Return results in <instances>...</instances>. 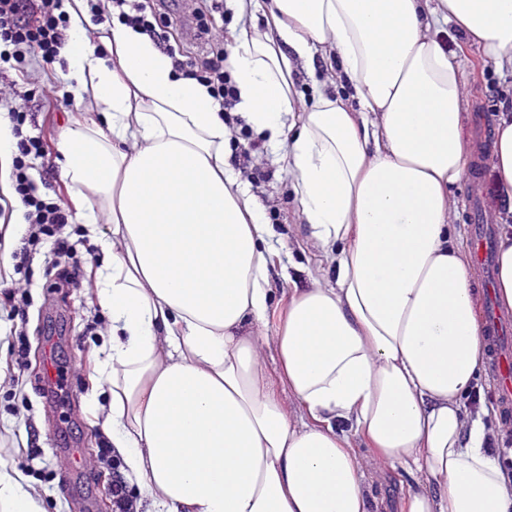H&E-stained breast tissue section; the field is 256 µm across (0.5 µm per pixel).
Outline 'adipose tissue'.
<instances>
[{
	"instance_id": "obj_1",
	"label": "adipose tissue",
	"mask_w": 512,
	"mask_h": 512,
	"mask_svg": "<svg viewBox=\"0 0 512 512\" xmlns=\"http://www.w3.org/2000/svg\"><path fill=\"white\" fill-rule=\"evenodd\" d=\"M76 103L64 128L75 206L109 215L96 298L112 319L102 426L153 512H380L367 469L426 481L399 512H512L466 402L488 369L473 263L452 225L472 151L453 26L512 70V0H268L230 53L237 111L280 157L335 283L294 289L272 335L271 228L226 159L228 114L139 31L102 55L85 0H63ZM333 58L356 107H296L294 65ZM496 195L512 201V109L494 117ZM492 292L512 312V224ZM279 367L269 374L264 349ZM0 512H43L0 462Z\"/></svg>"
}]
</instances>
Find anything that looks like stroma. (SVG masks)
Masks as SVG:
<instances>
[{
  "label": "stroma",
  "instance_id": "35a3bbf8",
  "mask_svg": "<svg viewBox=\"0 0 512 512\" xmlns=\"http://www.w3.org/2000/svg\"><path fill=\"white\" fill-rule=\"evenodd\" d=\"M461 56L462 88L471 114L468 132L481 154L463 183L455 190L453 218L461 242H468L473 224H492L498 202L493 190L486 149L492 138V118L502 104L512 105V72L498 71L485 63L480 50L463 34L449 30L445 37ZM30 85L36 91L32 110L35 121L52 150L51 187L61 195L69 189L61 177L58 131L74 111L73 100L55 99L52 89L65 86L60 70L43 71L31 61L27 73L0 68V86ZM237 173L251 195L263 206L275 235L269 259V283L273 300L267 317L268 330H275L283 304L293 285L308 283L310 274L328 268L300 219V204L291 181L275 161V151L260 141L249 165ZM75 249L74 260L98 267L102 243L110 236L100 224L97 236H89L81 218H73L66 229ZM50 244L33 254L30 301L24 318L14 317L8 296L12 284L0 282V460L18 470L38 494L44 512H103L111 502L115 475L124 473L123 462L103 460L100 450L110 441L102 429L100 406L109 404L111 393L99 380V367L108 357L104 342L110 316L96 302L95 288H54L45 269L52 261ZM22 332L25 355L13 350L12 331ZM63 369V389L45 387L46 363Z\"/></svg>",
  "mask_w": 512,
  "mask_h": 512
}]
</instances>
